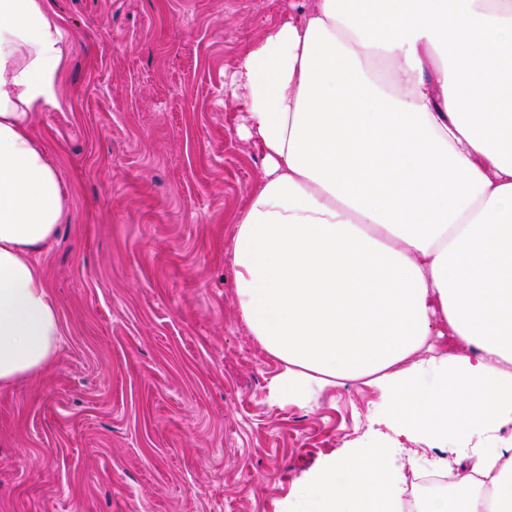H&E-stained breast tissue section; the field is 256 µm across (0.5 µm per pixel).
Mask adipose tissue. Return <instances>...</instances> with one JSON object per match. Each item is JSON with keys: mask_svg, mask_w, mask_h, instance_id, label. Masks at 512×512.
Segmentation results:
<instances>
[{"mask_svg": "<svg viewBox=\"0 0 512 512\" xmlns=\"http://www.w3.org/2000/svg\"><path fill=\"white\" fill-rule=\"evenodd\" d=\"M65 36L48 0H0V384L61 335L36 257L65 193L30 124L56 100ZM224 91L265 161L232 263L280 365L269 400L377 396L288 512H401L408 443L451 477L415 512H512V0H306Z\"/></svg>", "mask_w": 512, "mask_h": 512, "instance_id": "adipose-tissue-1", "label": "adipose tissue"}]
</instances>
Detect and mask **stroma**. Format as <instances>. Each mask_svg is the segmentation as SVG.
I'll list each match as a JSON object with an SVG mask.
<instances>
[{
  "instance_id": "stroma-1",
  "label": "stroma",
  "mask_w": 512,
  "mask_h": 512,
  "mask_svg": "<svg viewBox=\"0 0 512 512\" xmlns=\"http://www.w3.org/2000/svg\"><path fill=\"white\" fill-rule=\"evenodd\" d=\"M51 2L66 62L31 135L64 183L37 257L62 338L0 386V512H283L375 399L270 403L279 365L237 307L233 216L263 156L224 76L292 0Z\"/></svg>"
}]
</instances>
